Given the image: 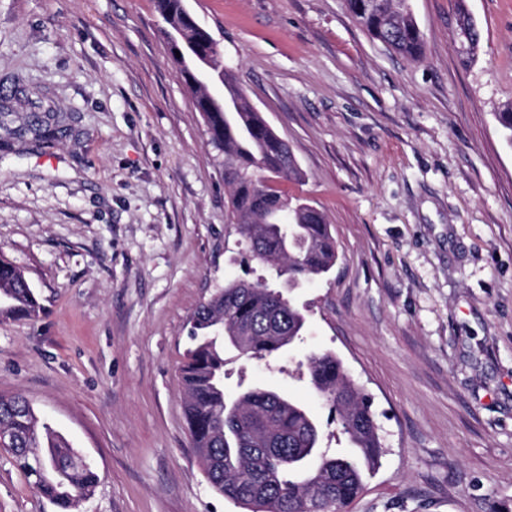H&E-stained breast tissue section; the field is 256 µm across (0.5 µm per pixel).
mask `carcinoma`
Masks as SVG:
<instances>
[{
    "instance_id": "1",
    "label": "carcinoma",
    "mask_w": 512,
    "mask_h": 512,
    "mask_svg": "<svg viewBox=\"0 0 512 512\" xmlns=\"http://www.w3.org/2000/svg\"><path fill=\"white\" fill-rule=\"evenodd\" d=\"M156 10L172 30H181L194 47L221 58L208 30L190 19L184 0H155ZM354 18L369 34L394 51L421 55L423 41L407 0H347ZM458 42L463 63L475 59L480 31L458 0ZM224 95L242 101L236 112H223L199 89L210 142L224 153V184L229 187L234 230L251 256L299 288L336 264V241L315 207L292 198L267 182L303 178L293 153L252 109L233 75L225 73ZM0 314L32 317L41 306L25 277L0 259ZM189 338L181 368L186 394L184 415L193 447L211 486L248 512H345L364 488V468L373 469L382 454L378 425L367 398L352 382L342 361L331 352L307 359L311 386L339 417L357 456L321 451V429L299 401L277 388L251 387L238 394L237 412L224 413V346L251 357H272L299 339L305 316L283 294L243 279L224 284L189 318ZM0 426L5 447L37 491L58 512H77L98 482L93 466L71 470L79 455L50 425L41 421L20 395H0ZM39 452L48 469L35 472L31 458Z\"/></svg>"
}]
</instances>
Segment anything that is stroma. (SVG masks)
I'll return each mask as SVG.
<instances>
[{"instance_id": "35a3bbf8", "label": "stroma", "mask_w": 512, "mask_h": 512, "mask_svg": "<svg viewBox=\"0 0 512 512\" xmlns=\"http://www.w3.org/2000/svg\"><path fill=\"white\" fill-rule=\"evenodd\" d=\"M481 30L458 59L457 8ZM305 178L337 260L290 291L306 317L274 358L226 353L224 392L304 402L348 441L306 356H338L384 454L348 512H512V0H410L424 54L373 39L346 0H185ZM153 0H0V257L41 310L0 317V395L91 460L79 512H244L199 463L179 367L188 320L228 281L282 287L228 231L224 156ZM0 512H57L0 447Z\"/></svg>"}]
</instances>
